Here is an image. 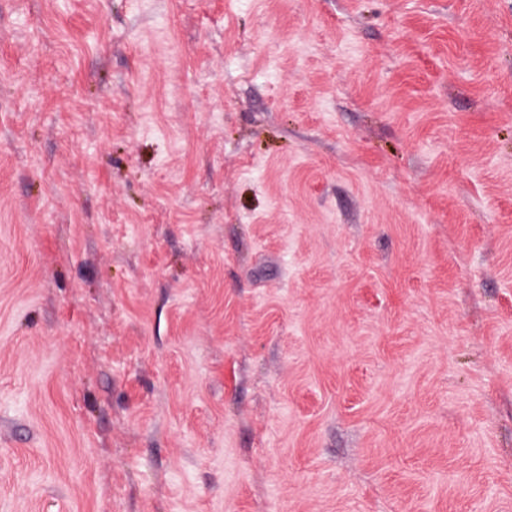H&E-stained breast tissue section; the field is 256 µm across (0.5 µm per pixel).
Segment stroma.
<instances>
[{
    "instance_id": "35a3bbf8",
    "label": "stroma",
    "mask_w": 512,
    "mask_h": 512,
    "mask_svg": "<svg viewBox=\"0 0 512 512\" xmlns=\"http://www.w3.org/2000/svg\"><path fill=\"white\" fill-rule=\"evenodd\" d=\"M0 512H512V0H0Z\"/></svg>"
}]
</instances>
